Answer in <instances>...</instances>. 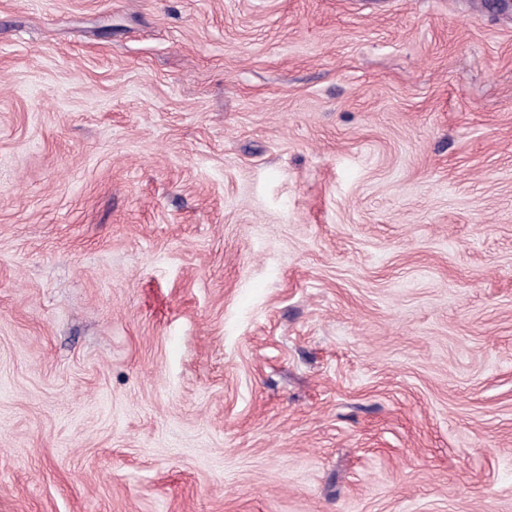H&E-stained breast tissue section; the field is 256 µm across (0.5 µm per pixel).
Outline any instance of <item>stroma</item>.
Here are the masks:
<instances>
[{"label":"stroma","mask_w":512,"mask_h":512,"mask_svg":"<svg viewBox=\"0 0 512 512\" xmlns=\"http://www.w3.org/2000/svg\"><path fill=\"white\" fill-rule=\"evenodd\" d=\"M0 512H512V0H0Z\"/></svg>","instance_id":"obj_1"}]
</instances>
